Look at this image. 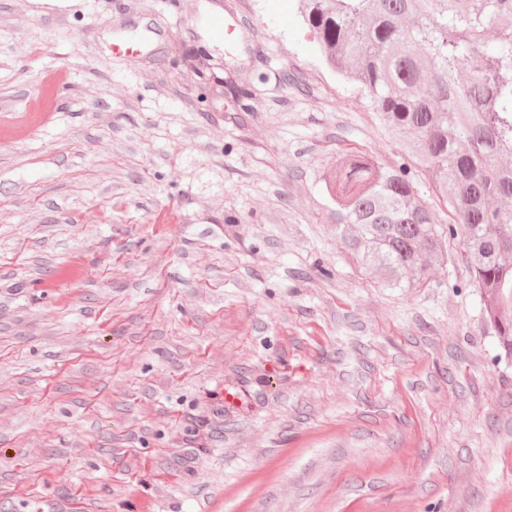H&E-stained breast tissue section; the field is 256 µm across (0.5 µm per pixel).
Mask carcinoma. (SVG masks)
Listing matches in <instances>:
<instances>
[{
    "label": "carcinoma",
    "instance_id": "cac0c4a2",
    "mask_svg": "<svg viewBox=\"0 0 512 512\" xmlns=\"http://www.w3.org/2000/svg\"><path fill=\"white\" fill-rule=\"evenodd\" d=\"M326 62L428 171L455 223L437 227L405 166L343 153L323 174L330 217L383 288H421L462 231L487 318L512 359V0H299Z\"/></svg>",
    "mask_w": 512,
    "mask_h": 512
}]
</instances>
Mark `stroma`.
I'll return each mask as SVG.
<instances>
[{
	"label": "stroma",
	"instance_id": "1",
	"mask_svg": "<svg viewBox=\"0 0 512 512\" xmlns=\"http://www.w3.org/2000/svg\"><path fill=\"white\" fill-rule=\"evenodd\" d=\"M298 5L0 0V512H512L464 239L355 268L321 176L402 150Z\"/></svg>",
	"mask_w": 512,
	"mask_h": 512
}]
</instances>
